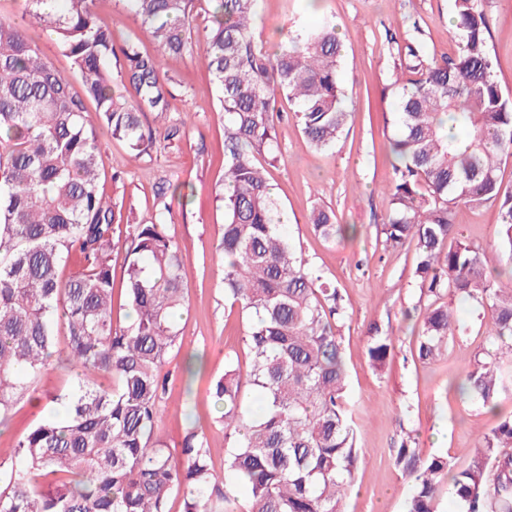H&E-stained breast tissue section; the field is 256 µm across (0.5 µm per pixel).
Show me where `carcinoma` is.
Wrapping results in <instances>:
<instances>
[{"label": "carcinoma", "mask_w": 512, "mask_h": 512, "mask_svg": "<svg viewBox=\"0 0 512 512\" xmlns=\"http://www.w3.org/2000/svg\"><path fill=\"white\" fill-rule=\"evenodd\" d=\"M29 21L52 32L72 60L82 92L40 56L15 23L0 18V427L43 374L65 363L62 417L38 422L13 446L20 465H0V512H182L233 508L217 479L211 448L190 427L175 462L157 435L159 402L168 390L164 366L183 336L174 317L186 304L180 247L163 224H120V210L98 189L104 167L96 135L85 129V101L102 127L140 158L156 144L140 109L162 116L170 92L161 58L187 46L193 0H128L157 46H116L94 0H24ZM201 54L224 110V299L255 317L242 338L249 370L225 364L211 388L224 411L219 423L231 449L224 472L250 493L248 512H346L361 462L344 404L348 386L338 290L299 257L288 241L266 168L274 160L277 99L317 150L333 147L346 125L341 84L345 47L335 25L290 29L270 52L254 40L256 0H216ZM454 57L438 60L409 37L398 46L401 76L390 149L397 178L384 224L386 246L414 244L413 271L428 298L415 340L422 362L448 349L460 330V308L481 307L493 350L474 361L462 395L496 417L478 438L468 464L423 455L411 436L391 449L410 481L406 512H512V289L492 278L484 251L461 237L456 209L497 206L499 254L512 261V187L500 165L512 155V99L495 73L484 0H453ZM135 103L112 90V60ZM308 223L328 241L348 233L336 214L311 210ZM122 238L125 297L134 314L112 319V251ZM76 270L65 274L68 262ZM448 301H443V297ZM63 342H58V328ZM393 351L377 336L372 367ZM258 390L263 409L246 406L243 384Z\"/></svg>", "instance_id": "cac0c4a2"}]
</instances>
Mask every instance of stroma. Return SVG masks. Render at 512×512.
<instances>
[{
	"instance_id": "35a3bbf8",
	"label": "stroma",
	"mask_w": 512,
	"mask_h": 512,
	"mask_svg": "<svg viewBox=\"0 0 512 512\" xmlns=\"http://www.w3.org/2000/svg\"><path fill=\"white\" fill-rule=\"evenodd\" d=\"M452 5V0H317L313 6L308 0H257L254 37L264 46L278 44L292 25L314 27L327 17L346 45L341 80L352 106L341 137L327 150L310 147L291 115L290 102L279 97L278 160L269 169L277 205L288 217L290 243L298 255L323 270L341 297L338 334L349 373L345 402L361 450L346 512H405L411 486L391 457L401 438L414 436L422 454L447 455L460 468L469 461L476 437L493 424L478 403L453 389L488 347L484 323L464 313L465 329L449 338L443 355L428 363L416 359L414 341L427 302L413 280L415 250L410 245L387 248L382 234L390 210L386 187L395 179L389 141L395 133L390 86L398 75L396 43L414 36L430 56L454 55ZM214 7V0H195L189 52L162 62L172 93L166 123L179 126L176 138L160 142L152 156L135 160L123 141L103 130L98 112H86L84 122L95 132L103 156L99 189L120 208L122 223H163L182 249L188 310L179 320L182 354L166 366L172 377L162 402L159 434L177 457L187 424L197 423L220 476L226 444L209 390L223 374L226 360L243 357L242 336L250 318L225 301L216 253L224 222L218 199L224 176V114L201 59L202 37ZM485 10L497 76L512 93V0H486ZM94 12L111 28L116 43L137 36L143 49L155 52L125 0H95ZM0 15L25 28L50 65L71 72V61L51 32L30 25L23 0H0ZM171 184L181 185L182 192L168 197L170 210L163 213L158 194ZM316 207L333 210L350 235L328 242L315 234L306 217ZM455 222L475 247L495 249L496 206H459ZM378 333L394 344L379 370L367 355ZM191 353L202 354L205 362L187 383L181 367ZM70 383L69 372L51 371L34 393L19 401L8 429L0 432V462L10 463L16 439L58 411L52 397Z\"/></svg>"
}]
</instances>
